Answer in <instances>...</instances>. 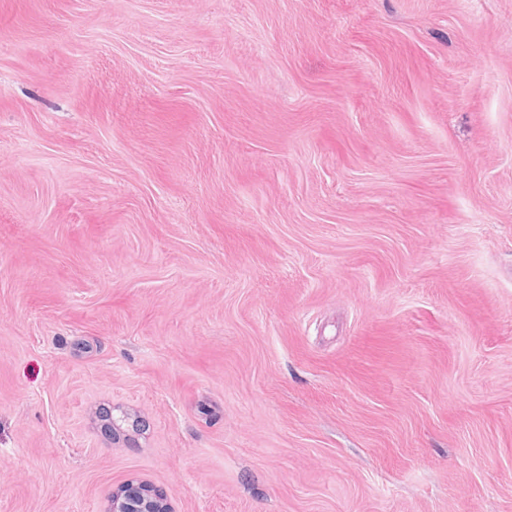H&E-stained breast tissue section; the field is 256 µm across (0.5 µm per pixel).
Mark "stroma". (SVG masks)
I'll return each mask as SVG.
<instances>
[{
  "label": "stroma",
  "instance_id": "35a3bbf8",
  "mask_svg": "<svg viewBox=\"0 0 512 512\" xmlns=\"http://www.w3.org/2000/svg\"><path fill=\"white\" fill-rule=\"evenodd\" d=\"M512 512V0H0V512ZM107 512H168L165 499L147 486L129 485L112 495Z\"/></svg>",
  "mask_w": 512,
  "mask_h": 512
}]
</instances>
